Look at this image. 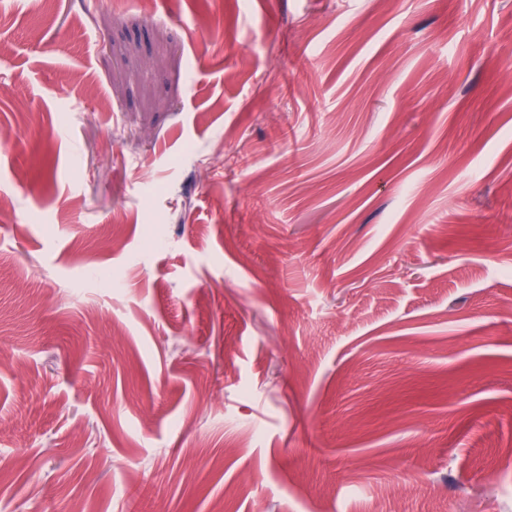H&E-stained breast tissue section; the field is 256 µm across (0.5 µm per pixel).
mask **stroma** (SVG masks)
Listing matches in <instances>:
<instances>
[{"label":"stroma","instance_id":"35a3bbf8","mask_svg":"<svg viewBox=\"0 0 512 512\" xmlns=\"http://www.w3.org/2000/svg\"><path fill=\"white\" fill-rule=\"evenodd\" d=\"M512 0H0V512H512Z\"/></svg>","mask_w":512,"mask_h":512}]
</instances>
